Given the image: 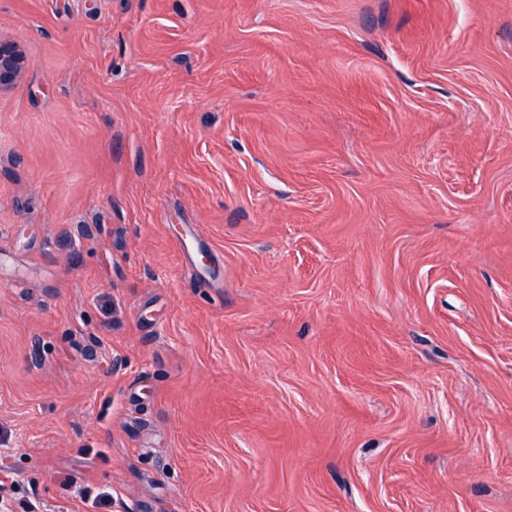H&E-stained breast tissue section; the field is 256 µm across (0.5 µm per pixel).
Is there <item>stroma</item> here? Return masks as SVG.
I'll return each instance as SVG.
<instances>
[{
	"instance_id": "1",
	"label": "stroma",
	"mask_w": 512,
	"mask_h": 512,
	"mask_svg": "<svg viewBox=\"0 0 512 512\" xmlns=\"http://www.w3.org/2000/svg\"><path fill=\"white\" fill-rule=\"evenodd\" d=\"M0 37V512H512V0ZM26 57L21 46L0 38V91L17 82L25 69Z\"/></svg>"
}]
</instances>
